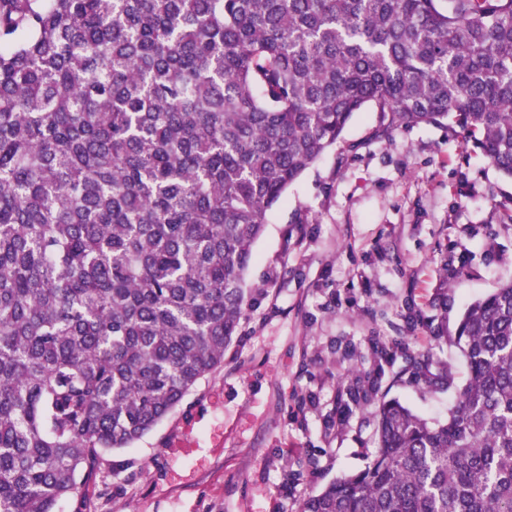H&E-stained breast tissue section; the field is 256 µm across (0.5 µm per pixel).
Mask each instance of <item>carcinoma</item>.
<instances>
[{
  "label": "carcinoma",
  "instance_id": "carcinoma-1",
  "mask_svg": "<svg viewBox=\"0 0 512 512\" xmlns=\"http://www.w3.org/2000/svg\"><path fill=\"white\" fill-rule=\"evenodd\" d=\"M367 106L512 180V0H0V512L79 497L223 365L267 212ZM457 344L448 419L381 399L299 512H512V282Z\"/></svg>",
  "mask_w": 512,
  "mask_h": 512
}]
</instances>
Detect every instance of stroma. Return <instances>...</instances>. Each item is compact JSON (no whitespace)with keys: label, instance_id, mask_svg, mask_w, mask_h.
I'll use <instances>...</instances> for the list:
<instances>
[{"label":"stroma","instance_id":"1","mask_svg":"<svg viewBox=\"0 0 512 512\" xmlns=\"http://www.w3.org/2000/svg\"><path fill=\"white\" fill-rule=\"evenodd\" d=\"M366 108L266 214L246 277L256 305L224 364L151 432L104 454L56 512H298L376 451L366 378L428 419L448 416L467 370L454 343L466 307L512 281V182L446 126L379 137ZM448 282V306L437 301ZM447 334L435 340L431 326ZM433 350L415 380L373 341Z\"/></svg>","mask_w":512,"mask_h":512}]
</instances>
